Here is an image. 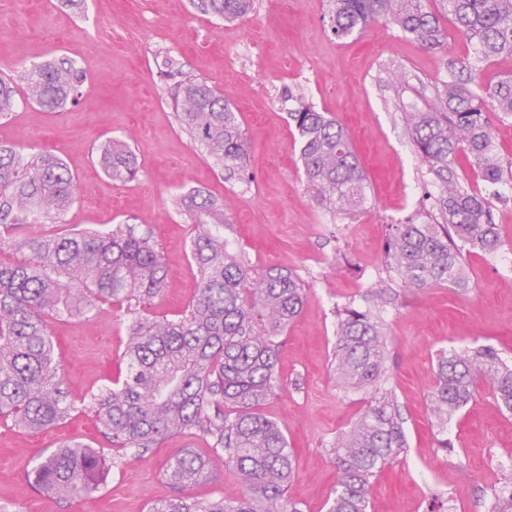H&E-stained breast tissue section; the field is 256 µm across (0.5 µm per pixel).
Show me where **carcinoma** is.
Wrapping results in <instances>:
<instances>
[{
    "label": "carcinoma",
    "mask_w": 512,
    "mask_h": 512,
    "mask_svg": "<svg viewBox=\"0 0 512 512\" xmlns=\"http://www.w3.org/2000/svg\"><path fill=\"white\" fill-rule=\"evenodd\" d=\"M328 27L343 39L379 22L392 24L428 48L448 43V19L475 46L474 56L452 61L424 111L405 114L409 137L429 173L442 186L431 207L441 224L409 218L388 225L385 255L405 288L467 285L466 253H491L499 245L492 199L504 166L486 113L512 117V76L475 79L502 56L512 57V0H333ZM206 14L234 20L250 0H193ZM28 100L55 111L79 96L84 70L68 59L36 64L26 75ZM17 89L0 78V115L17 104ZM307 182L323 199L345 211L365 201L366 176L341 126L312 106L290 113ZM180 127L223 169L247 160V140L237 112L205 82L180 85ZM469 160L475 190L460 180L455 163ZM103 172L126 182L138 173V158L122 139L98 154ZM76 180L49 154L27 156L0 141V417L32 431L48 430L75 410L67 400L60 356L48 320L95 313L108 305L146 303L163 292L166 269L149 231L117 224L107 231H66L35 237L24 232L65 214L75 201ZM196 234L190 242L195 268L193 296L176 319L131 318L123 352L125 377L94 396L91 408L102 435L115 448L145 452L165 438L189 431L224 452L243 493L197 500L187 490L209 478L206 461L192 451L172 458L164 476L174 495L147 512H301L288 499L295 455L281 425L262 413L276 384L279 338L299 315L307 296L302 279L270 268L261 276L224 245V203L200 190L180 198ZM387 291L363 308L350 301L336 330V379L345 388L372 392V400L332 448L338 470L327 512H368L372 485L407 448L397 399L383 387L387 340L380 306ZM492 389L512 414V365L497 350L474 344L442 352L431 410L442 423L478 392ZM108 466L97 449L67 441L29 470L31 484L53 498L82 499L97 492ZM490 512H512V487L494 493Z\"/></svg>",
    "instance_id": "obj_1"
}]
</instances>
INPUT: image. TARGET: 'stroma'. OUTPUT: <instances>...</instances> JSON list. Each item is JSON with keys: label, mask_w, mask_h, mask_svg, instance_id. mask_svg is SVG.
Here are the masks:
<instances>
[{"label": "stroma", "mask_w": 512, "mask_h": 512, "mask_svg": "<svg viewBox=\"0 0 512 512\" xmlns=\"http://www.w3.org/2000/svg\"><path fill=\"white\" fill-rule=\"evenodd\" d=\"M332 0H252L250 11L225 21L190 0H0V77L24 89V71L60 57L86 72L82 96L57 111L19 99L0 118V141L27 155L60 158L76 178L77 199L56 222L29 227L32 236L70 229L135 224L150 230L162 252L166 284L142 312L174 318L193 295L190 242L195 227L178 206L202 190L223 201L224 237L254 273L278 267L306 283L303 308L281 338L278 384L263 408L285 430L296 454L288 497L301 512H326L337 481L326 450L365 403L336 381V308L364 302L385 288L382 312L388 342V384L404 418L408 448L375 483L370 512H487L494 490L512 482V415L489 387L448 422L449 450L429 408L439 350L489 344L512 360V271L477 251L467 257L469 288H402L389 278L384 244L388 225L406 217L431 224L420 204L438 192L427 165L405 133V115L424 110L436 79L474 46L451 32L430 50L385 23L336 39L327 27ZM254 42L247 50L246 42ZM178 62L161 74L163 56ZM202 81L237 108L248 143L247 165L232 174L218 167L184 132L172 95L179 81ZM311 104L350 137L367 177L362 210H334L307 184L292 148L290 114ZM125 139L141 170L135 181L110 180L97 163L109 139ZM63 355L69 400L79 407L54 428L32 433L0 420V505L8 512H145L170 496L166 463L192 450L211 480L191 489L204 500L231 498L239 486L222 453L185 432L145 452L115 448L99 433L84 403L119 376L127 314L116 307L97 316L50 320ZM91 444L114 462L93 496L59 501L36 491L27 471L61 442Z\"/></svg>", "instance_id": "35a3bbf8"}]
</instances>
